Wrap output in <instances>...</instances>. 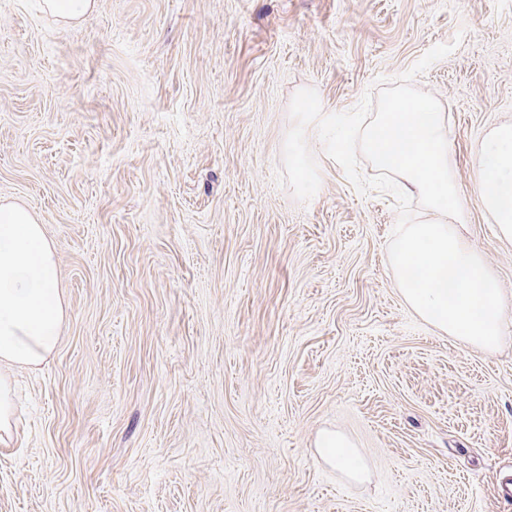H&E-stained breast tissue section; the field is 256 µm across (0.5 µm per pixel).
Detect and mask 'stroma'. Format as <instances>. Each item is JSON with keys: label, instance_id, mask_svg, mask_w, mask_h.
<instances>
[{"label": "stroma", "instance_id": "35a3bbf8", "mask_svg": "<svg viewBox=\"0 0 512 512\" xmlns=\"http://www.w3.org/2000/svg\"><path fill=\"white\" fill-rule=\"evenodd\" d=\"M452 41L412 84L502 290L491 351L410 309L394 196L316 125L317 194L276 182L297 90L345 112ZM506 124L512 0H98L71 25L0 0V203L40 218L67 305L49 363L11 372L0 512H512V243L475 190ZM318 448L327 462L336 467L345 468L352 479L361 480L365 477V469L353 463L350 444L342 434L336 432L323 435Z\"/></svg>", "mask_w": 512, "mask_h": 512}]
</instances>
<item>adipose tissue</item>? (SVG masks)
<instances>
[{"instance_id": "adipose-tissue-1", "label": "adipose tissue", "mask_w": 512, "mask_h": 512, "mask_svg": "<svg viewBox=\"0 0 512 512\" xmlns=\"http://www.w3.org/2000/svg\"><path fill=\"white\" fill-rule=\"evenodd\" d=\"M477 194L501 237L512 241V126L486 145ZM65 315L55 244L27 205L0 204V443L14 430L10 370L48 364Z\"/></svg>"}]
</instances>
